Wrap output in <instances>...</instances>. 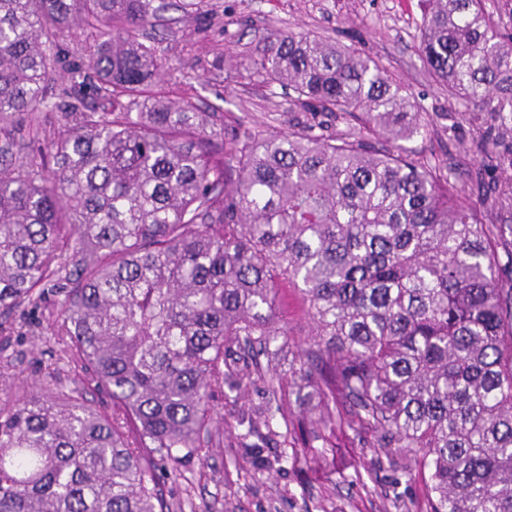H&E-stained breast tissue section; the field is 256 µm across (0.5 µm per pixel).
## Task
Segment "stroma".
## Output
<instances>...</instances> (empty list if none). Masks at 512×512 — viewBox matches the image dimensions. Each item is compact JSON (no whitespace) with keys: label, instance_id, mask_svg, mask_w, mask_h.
I'll list each match as a JSON object with an SVG mask.
<instances>
[{"label":"stroma","instance_id":"1","mask_svg":"<svg viewBox=\"0 0 512 512\" xmlns=\"http://www.w3.org/2000/svg\"><path fill=\"white\" fill-rule=\"evenodd\" d=\"M160 43L167 90L192 97L201 112H231L266 137L288 131L299 114L288 90L264 87L230 69V60L258 55L270 32L290 28L356 44L378 60L434 119L433 131L409 141L419 156L447 166L461 198L512 180V167L488 169L479 150L488 113L449 98L430 76L420 45L418 0H202L196 14L169 9ZM56 293L41 310L16 318L0 334V383L79 389L94 408L111 410L81 364L55 334ZM279 315L293 331L269 372L290 379L302 359L297 347L310 322L297 294L282 289ZM215 443L204 459L179 473L158 470L164 499L183 512H431L427 477L415 453L383 447L376 432L355 425L348 403L337 401L333 421L316 401L271 394L257 383L244 395L214 402ZM281 411L272 426L259 413ZM255 422L245 436L242 420Z\"/></svg>","mask_w":512,"mask_h":512}]
</instances>
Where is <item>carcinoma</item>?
<instances>
[{
	"label": "carcinoma",
	"mask_w": 512,
	"mask_h": 512,
	"mask_svg": "<svg viewBox=\"0 0 512 512\" xmlns=\"http://www.w3.org/2000/svg\"><path fill=\"white\" fill-rule=\"evenodd\" d=\"M421 54L448 96L512 122V33L486 0H420ZM154 0H0V330L53 290L82 369L112 413L34 385L0 387V512H164L156 467L211 434L212 399L266 378L226 351L292 335L283 284L311 328L292 381L341 398L386 444L423 452L432 512H512V226L464 201L405 142L427 109L375 59L274 30L238 61L286 86L306 120L262 139L233 115L153 91L166 62L140 32ZM81 35V56L62 45ZM80 77L36 140L56 67ZM92 93L111 105L86 104ZM344 120L321 132L320 117Z\"/></svg>",
	"instance_id": "obj_1"
}]
</instances>
